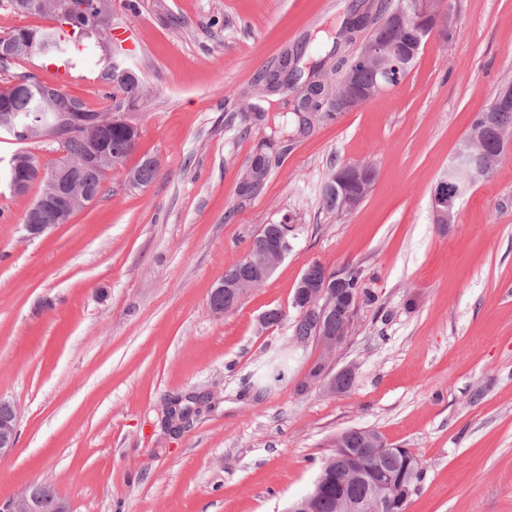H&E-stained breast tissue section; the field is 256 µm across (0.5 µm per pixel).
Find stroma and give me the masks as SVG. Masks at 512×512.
<instances>
[{
	"label": "stroma",
	"instance_id": "1",
	"mask_svg": "<svg viewBox=\"0 0 512 512\" xmlns=\"http://www.w3.org/2000/svg\"><path fill=\"white\" fill-rule=\"evenodd\" d=\"M353 0H111L113 30L149 97L128 115L127 161L159 163L49 234L27 238L39 194L4 172L0 138V398L19 440L0 459V500L51 484L71 512H287L308 492L337 435L378 431L425 464L406 512H512V151L437 224L433 188L478 112L512 80V0H452L450 40L430 39L400 84L297 137L263 184L242 188L292 94L249 96L258 76ZM368 162L373 191L327 211L339 166ZM298 225L273 275L232 311L213 286L250 239L284 214ZM361 266L376 296L359 305L335 357L351 388L299 390L321 358L308 345L276 387L256 372L295 345L304 269ZM278 309L277 325L261 321ZM213 390L212 408L173 434L169 399ZM131 172L135 177V183L133 184V187L140 188L147 186L153 182L158 175V162L156 159L154 161H146L145 158H142L137 163V165L131 169ZM133 175L130 174L128 176V182H133Z\"/></svg>",
	"mask_w": 512,
	"mask_h": 512
}]
</instances>
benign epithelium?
<instances>
[{
  "label": "benign epithelium",
  "instance_id": "obj_1",
  "mask_svg": "<svg viewBox=\"0 0 512 512\" xmlns=\"http://www.w3.org/2000/svg\"><path fill=\"white\" fill-rule=\"evenodd\" d=\"M406 14L408 11L396 9L382 18L380 26L386 33L403 29L406 26ZM446 15H452V10L440 9L433 0H417L412 16L416 18L419 36L411 48L405 50L393 40L379 36L362 42L358 47L359 61L373 63L380 73V80L371 88L361 85L356 79L358 61L352 62L348 67L343 90L330 100L331 107L339 112H348L373 99L385 89L396 86L401 72L416 55L433 23ZM82 117L81 112H71L63 118H56L43 126V139L61 141L74 135L76 129L84 127ZM481 134L494 143L497 152L501 154L512 148V129L498 125L490 115L481 127ZM482 179L481 160L468 151L456 150L433 191V209L437 222L451 223L459 199ZM336 185L340 187V191L336 192L338 205L344 212L356 209L373 188V182L368 179L367 168L363 164L352 165L339 172L336 175ZM76 192L77 187L68 176V170L59 169L56 171L53 191L39 200L38 205L41 208L57 207L70 200ZM295 231L293 217L285 214L279 222L277 238L271 239L263 235L255 237L238 268L225 272L224 278L212 289L210 297L213 312L222 314L227 311L224 307V292H229L237 303L258 282V278L266 279L272 275L290 251ZM340 281V273L329 269L317 280L310 278L308 273H303L298 283V295L292 302L293 307L302 314L315 310L322 316L326 315L336 307V302L342 296ZM351 330L350 326L337 333L324 330L311 337L310 342L322 350L325 358L331 359L345 345ZM310 385L319 386L334 394L340 392L337 376L330 375V368L326 365L314 377L311 372H306L301 387ZM18 421L16 406L0 399V458L12 454L17 446ZM0 512H41V483H33L19 496L5 503L0 502Z\"/></svg>",
  "mask_w": 512,
  "mask_h": 512
}]
</instances>
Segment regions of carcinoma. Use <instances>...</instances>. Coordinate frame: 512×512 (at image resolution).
Instances as JSON below:
<instances>
[{"label": "carcinoma", "mask_w": 512, "mask_h": 512, "mask_svg": "<svg viewBox=\"0 0 512 512\" xmlns=\"http://www.w3.org/2000/svg\"><path fill=\"white\" fill-rule=\"evenodd\" d=\"M10 8L15 12L29 15H41L54 21L47 28L24 27L15 29L4 39L12 44L10 53L1 58L0 68L8 69L17 61H30L34 58L56 60L70 53L69 43L58 37V27L72 28L84 46L83 62L91 63L98 70V77L109 91L104 94L106 106L104 112H111L116 98L126 95L127 108L133 111L138 103L147 95L141 80L136 73V67L131 57L112 46V17L99 12L88 13L82 17H60L65 12L68 0H8ZM355 28V20L350 19L340 26L324 30L326 43L330 49L322 58H311V69L317 73L318 81L308 83L303 100L323 94L333 95L346 76L347 59L339 56L342 47L353 42V38L343 35V31ZM305 54V48H300L294 55L284 54L279 67L265 75L259 82L271 89H278L283 84L297 85L302 79V71L295 67L297 61ZM35 74L27 73L18 77L11 86L0 89V101L8 102L9 111L16 116L18 129L24 125H34L40 121L43 112L63 114L73 111L77 99L59 91L50 105H45L41 98V87ZM85 117L95 125L96 135L108 142L112 154L97 165L81 166L86 140L82 135H76L63 142L61 148L66 158L76 164L71 170L73 183L88 193L86 201L92 202L101 196L106 173L122 170L126 161L134 153L138 129L135 126L112 125L100 127L98 123L103 116L97 115L86 106H81ZM494 113L498 124L512 126V105L501 107L496 101H491L486 112ZM311 127L306 114L295 112L276 124V133L283 138L296 137L304 134ZM280 163V159L265 156L264 160H256L250 164V187L261 184L270 174L272 168ZM131 172L135 177L134 187H144L155 180L159 167L157 161L141 159ZM71 211L68 209H38L31 206L25 214L26 224H63L68 220ZM350 304L336 308L327 319L319 321L314 315L295 316L294 336L297 340H307L324 328L337 330L341 328L348 313L355 310L357 301L368 303L374 300L372 292L367 287L363 270L356 266L343 269ZM292 356L283 350L271 357L264 365L257 380L261 388L268 390L284 380ZM366 428H351L341 433L340 440L345 447L335 449L334 456L322 463L312 490L316 491V512H340L339 502L345 497L363 500L381 481L389 482L395 498V512H406L408 499L423 479L424 463L408 451L401 448L380 459L360 456L356 449L364 447ZM361 469L365 472L366 480L350 482L347 475L350 471Z\"/></svg>", "instance_id": "obj_1"}]
</instances>
